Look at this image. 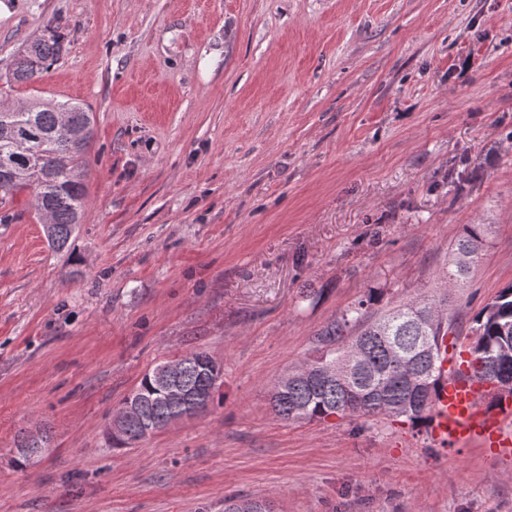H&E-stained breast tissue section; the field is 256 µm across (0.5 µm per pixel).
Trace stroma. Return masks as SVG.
<instances>
[{"label": "stroma", "mask_w": 512, "mask_h": 512, "mask_svg": "<svg viewBox=\"0 0 512 512\" xmlns=\"http://www.w3.org/2000/svg\"><path fill=\"white\" fill-rule=\"evenodd\" d=\"M55 27L66 54L8 86ZM39 92L90 105L94 135L64 251L30 191L0 192V512H512L493 450L269 406L368 290L447 296L463 339L512 284V0H0V96ZM465 224L494 232L456 288ZM192 350L222 404L110 448L142 376ZM270 497L225 496L224 512H276Z\"/></svg>", "instance_id": "35a3bbf8"}]
</instances>
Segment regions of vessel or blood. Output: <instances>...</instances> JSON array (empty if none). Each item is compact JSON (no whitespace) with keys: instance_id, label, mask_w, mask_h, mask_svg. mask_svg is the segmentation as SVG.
Wrapping results in <instances>:
<instances>
[{"instance_id":"b4317fda","label":"vessel or blood","mask_w":512,"mask_h":512,"mask_svg":"<svg viewBox=\"0 0 512 512\" xmlns=\"http://www.w3.org/2000/svg\"><path fill=\"white\" fill-rule=\"evenodd\" d=\"M428 435L445 448L476 439L503 458L512 457V398H501L469 378L465 363L441 360L438 391L430 411Z\"/></svg>"}]
</instances>
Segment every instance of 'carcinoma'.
<instances>
[{
    "mask_svg": "<svg viewBox=\"0 0 512 512\" xmlns=\"http://www.w3.org/2000/svg\"><path fill=\"white\" fill-rule=\"evenodd\" d=\"M66 51L55 32L29 42L17 55L7 82L30 84L44 77L53 62ZM94 115L80 102L36 97L17 103L0 102V177L22 171L20 178L0 182V192L29 189L38 215L49 213L44 224L47 242L63 251L85 216V165L93 136ZM491 225L465 224L448 263V280L465 278L490 243ZM378 302L372 294L345 309L315 333L314 355L288 374V385L274 384L269 405L284 421H325L342 418H395L421 428L437 394L442 337L452 328L424 327L425 319L445 313L442 303L418 296L376 318L369 309ZM468 345L471 377L493 385L512 380V285L502 288L472 319ZM420 336L429 337L430 354L418 351ZM158 363L142 377L123 400L135 416L121 423V433L110 436L112 448H134L148 438L145 428L156 433L186 415V410L167 400ZM413 367L417 386L405 371ZM177 384L204 395L209 410L214 393L223 384V368L206 351L182 354ZM224 512H276L269 497L226 496Z\"/></svg>",
    "mask_w": 512,
    "mask_h": 512,
    "instance_id": "obj_1",
    "label": "carcinoma"
}]
</instances>
